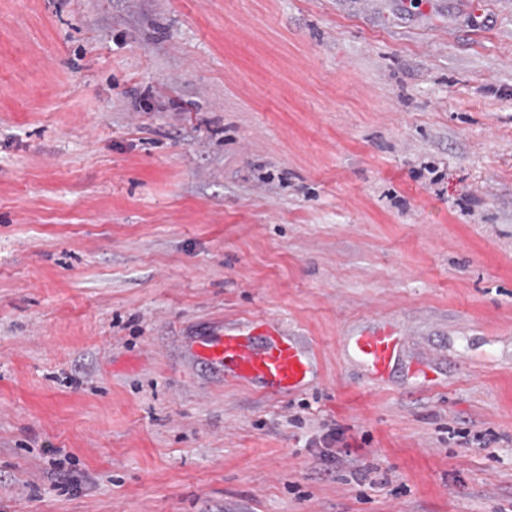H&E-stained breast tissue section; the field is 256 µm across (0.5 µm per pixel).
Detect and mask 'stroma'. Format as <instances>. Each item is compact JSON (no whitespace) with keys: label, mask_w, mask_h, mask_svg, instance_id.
Segmentation results:
<instances>
[{"label":"stroma","mask_w":512,"mask_h":512,"mask_svg":"<svg viewBox=\"0 0 512 512\" xmlns=\"http://www.w3.org/2000/svg\"><path fill=\"white\" fill-rule=\"evenodd\" d=\"M0 512H512V0H0ZM200 352L208 363L224 367V376L258 384L270 395L301 389L310 372L306 354L271 321L263 323L261 336L228 333L206 341ZM404 336L393 327L356 336L353 352L375 377H384L395 362Z\"/></svg>","instance_id":"1"}]
</instances>
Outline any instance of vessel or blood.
Wrapping results in <instances>:
<instances>
[{
	"instance_id": "1",
	"label": "vessel or blood",
	"mask_w": 512,
	"mask_h": 512,
	"mask_svg": "<svg viewBox=\"0 0 512 512\" xmlns=\"http://www.w3.org/2000/svg\"><path fill=\"white\" fill-rule=\"evenodd\" d=\"M402 341L400 330L386 327L356 336L353 352L372 375L382 377ZM200 352L208 363L223 367L226 377L257 384L270 395L301 389L310 372L306 354L270 321L263 323L260 335L229 333L206 341Z\"/></svg>"
}]
</instances>
